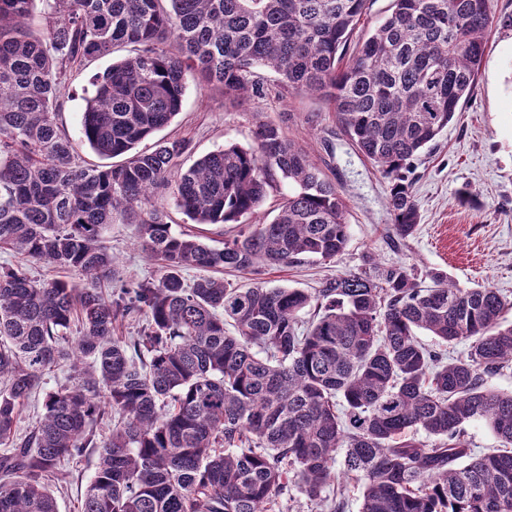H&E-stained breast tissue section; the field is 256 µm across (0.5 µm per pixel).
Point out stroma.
<instances>
[{"label": "stroma", "mask_w": 512, "mask_h": 512, "mask_svg": "<svg viewBox=\"0 0 512 512\" xmlns=\"http://www.w3.org/2000/svg\"><path fill=\"white\" fill-rule=\"evenodd\" d=\"M489 3L488 47L475 95L436 143L415 157L411 179L420 221L413 236L396 245L389 239L387 181L338 134L335 114L324 101L309 95L234 99L217 85H188L179 115L160 132L186 142L183 166L227 142L250 147L256 126L272 123L336 181L347 206L350 237L334 260L269 268L258 277L229 272L226 281L248 287L258 278L271 286L311 291L365 262H398L422 272L442 271L466 288L490 286L512 300V0ZM127 54L120 45L109 56L71 69L59 119L72 138L80 136L83 96L95 73ZM102 235L117 256L115 272L102 286L106 295L118 294L120 285L132 280L159 278L158 264L137 245L135 225L109 224ZM57 471L51 490L59 512H79L94 473L93 458L62 462Z\"/></svg>", "instance_id": "stroma-1"}]
</instances>
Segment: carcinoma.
Instances as JSON below:
<instances>
[{
    "label": "carcinoma",
    "instance_id": "obj_1",
    "mask_svg": "<svg viewBox=\"0 0 512 512\" xmlns=\"http://www.w3.org/2000/svg\"><path fill=\"white\" fill-rule=\"evenodd\" d=\"M366 2L0 0V251L87 280L38 284L0 267V512H58L55 469L89 448L80 512H282L292 488L341 512L326 494L339 474L361 487L360 512H512V393L485 383L512 365L511 301L403 264L313 294L189 285L187 268L335 259L350 236L342 192L271 123L252 147L226 144L187 169L183 140L138 149L179 114L191 80L235 98L313 93L388 179L392 242L412 236L411 160L475 93L488 0H392L352 48ZM120 43L131 56L95 78L77 143L58 123L68 73ZM80 143L126 159L85 166ZM282 181L277 215L246 223ZM167 189L192 223L234 225L223 248L173 229ZM118 220L136 225L161 276L108 298L96 287L115 263L102 231ZM132 319L137 334L117 335ZM461 342L467 353L448 359ZM62 365L69 382L16 437L24 402ZM476 420L502 447L475 453L464 426Z\"/></svg>",
    "mask_w": 512,
    "mask_h": 512
}]
</instances>
